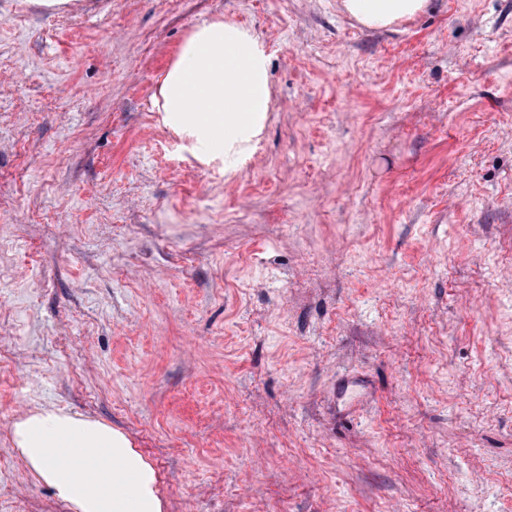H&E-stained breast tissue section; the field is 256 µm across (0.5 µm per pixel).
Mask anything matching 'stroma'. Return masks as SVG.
<instances>
[{
    "mask_svg": "<svg viewBox=\"0 0 512 512\" xmlns=\"http://www.w3.org/2000/svg\"><path fill=\"white\" fill-rule=\"evenodd\" d=\"M216 19L271 54L241 165L152 109ZM36 405L165 512H512V0H0V512H63ZM430 0H343L345 12L369 29H392L425 12ZM11 446L68 512H163L154 466L122 430L64 409L33 407L12 424Z\"/></svg>",
    "mask_w": 512,
    "mask_h": 512,
    "instance_id": "stroma-1",
    "label": "stroma"
}]
</instances>
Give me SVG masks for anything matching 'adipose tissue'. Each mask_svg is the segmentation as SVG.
Listing matches in <instances>:
<instances>
[{"instance_id": "1", "label": "adipose tissue", "mask_w": 512, "mask_h": 512, "mask_svg": "<svg viewBox=\"0 0 512 512\" xmlns=\"http://www.w3.org/2000/svg\"><path fill=\"white\" fill-rule=\"evenodd\" d=\"M369 29L425 12L429 0H342ZM270 55L252 27L214 20L195 27L154 97L170 127L209 160L247 158L272 105ZM11 446L67 512H164L159 476L122 430L63 409L33 407L12 424Z\"/></svg>"}]
</instances>
